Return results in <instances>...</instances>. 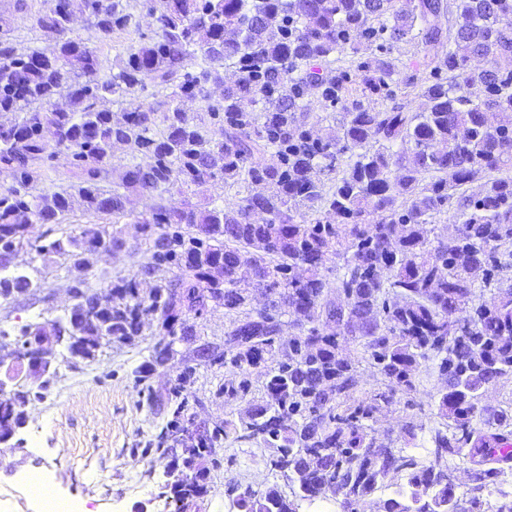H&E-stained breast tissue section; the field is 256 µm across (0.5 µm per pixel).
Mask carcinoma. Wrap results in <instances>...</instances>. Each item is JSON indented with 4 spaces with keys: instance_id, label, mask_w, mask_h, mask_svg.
I'll use <instances>...</instances> for the list:
<instances>
[{
    "instance_id": "obj_1",
    "label": "carcinoma",
    "mask_w": 512,
    "mask_h": 512,
    "mask_svg": "<svg viewBox=\"0 0 512 512\" xmlns=\"http://www.w3.org/2000/svg\"><path fill=\"white\" fill-rule=\"evenodd\" d=\"M396 0H143L155 19L153 36L139 32L129 0H55L33 26L55 33L54 45L21 51L14 0L0 11V298L41 284L6 274L14 251L35 224H61L74 199L84 209L120 219L125 192L156 195L135 218L159 275L149 297L137 282L120 279L102 299L77 283L75 309L63 322L27 324L18 351L37 349L40 336L63 330L71 358L91 359L114 340L132 341L145 318L157 316L160 339L147 368L170 358V345L198 335L187 316L224 307L230 325L224 351L210 364L239 370L224 403L251 390L249 369L271 363L262 401L238 421H224L207 442L185 454L168 446L169 433L190 422L182 386L173 419L155 451L167 460L175 512H187L207 492L217 448L231 433L273 449L270 463L298 485L286 498L271 489L237 499L238 512H300L305 502L343 495L341 512H362L385 481L407 476L408 490L383 502V512H456L460 499L448 484V457L464 456L474 483L463 512H485L483 492L512 472V409L482 402L483 391L512 374V286L489 303L472 304L475 290L512 269V0H417L411 11ZM82 16L96 37L139 33L123 46L109 72L98 76L97 48L71 35ZM372 44L416 41L427 70L424 112L401 105L375 110L354 100L345 107L342 138L317 134L307 122L316 101L336 106L349 92V69L334 67L354 35ZM474 58L488 67H469ZM238 77L219 99L209 87L224 67ZM363 90L392 96L395 68L366 58L356 65ZM152 85L162 99L145 102ZM477 85L483 98L467 90ZM123 111L114 119L101 103ZM200 104L209 120L187 111ZM222 126L213 136L206 122ZM128 145L130 159L116 171L112 145ZM413 144L412 152L395 149ZM70 152L80 179L75 191H36L44 168L60 149ZM352 160L336 187L321 175L336 172L338 155ZM151 154L146 167L136 162ZM487 179L469 194L473 172ZM272 182L273 195L251 187ZM244 186L232 206L224 196L210 207L173 205L195 186ZM456 200L459 239H430L427 225ZM305 207L318 214L313 220ZM117 250L122 238L103 227L57 238L36 251L63 255L79 266L99 245ZM342 263L339 290L330 295L323 271ZM175 265L179 272L163 275ZM271 296L251 308L250 292ZM299 335L281 347L282 317ZM460 331L448 335V325ZM361 341L385 390L360 397L362 373L342 355V343ZM436 359L446 389L437 403L444 426L432 430L430 464L403 450L371 453L369 424L381 405L416 391L422 364ZM31 391L17 385L0 400V435L23 428Z\"/></svg>"
}]
</instances>
